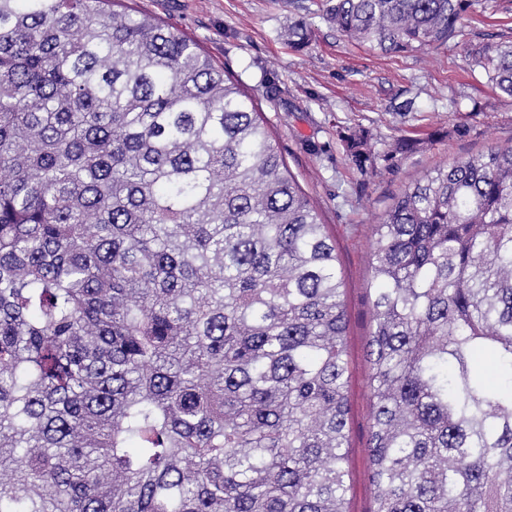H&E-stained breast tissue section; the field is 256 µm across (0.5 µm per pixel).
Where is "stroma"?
I'll return each mask as SVG.
<instances>
[{
  "instance_id": "1",
  "label": "stroma",
  "mask_w": 512,
  "mask_h": 512,
  "mask_svg": "<svg viewBox=\"0 0 512 512\" xmlns=\"http://www.w3.org/2000/svg\"><path fill=\"white\" fill-rule=\"evenodd\" d=\"M318 0H128L195 40L253 96L336 242L348 314L351 480L348 512H372L368 430L372 415L366 342L371 326V244L395 196L428 172L512 146V97L472 60L512 44V0H473L462 36L441 49L389 53L348 40L319 17ZM312 27L302 51L288 45L299 17ZM363 132L377 156L360 171L344 142ZM416 139L384 160L389 143Z\"/></svg>"
}]
</instances>
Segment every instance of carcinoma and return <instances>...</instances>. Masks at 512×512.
Returning a JSON list of instances; mask_svg holds the SVG:
<instances>
[{
	"label": "carcinoma",
	"mask_w": 512,
	"mask_h": 512,
	"mask_svg": "<svg viewBox=\"0 0 512 512\" xmlns=\"http://www.w3.org/2000/svg\"><path fill=\"white\" fill-rule=\"evenodd\" d=\"M470 7L319 12L401 53ZM474 62L512 96L511 45ZM337 262L195 41L124 0H0V512H347ZM371 279L373 512H512V146L394 198Z\"/></svg>",
	"instance_id": "obj_1"
}]
</instances>
